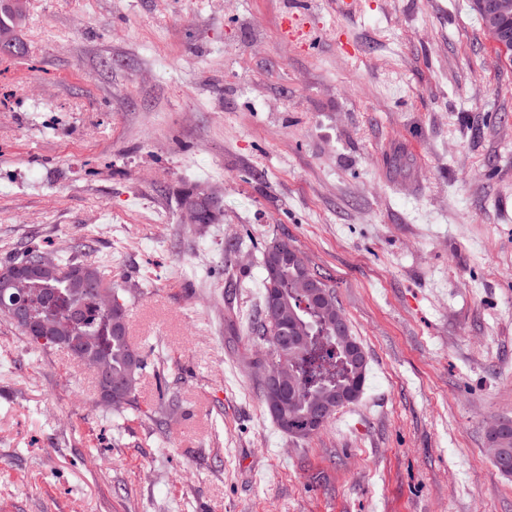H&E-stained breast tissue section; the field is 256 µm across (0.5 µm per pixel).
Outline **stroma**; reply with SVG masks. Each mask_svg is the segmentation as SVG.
I'll return each mask as SVG.
<instances>
[{
    "label": "stroma",
    "instance_id": "35a3bbf8",
    "mask_svg": "<svg viewBox=\"0 0 512 512\" xmlns=\"http://www.w3.org/2000/svg\"><path fill=\"white\" fill-rule=\"evenodd\" d=\"M290 2L29 0L0 58V264L98 267L160 368L116 412L0 318L7 512H512L488 451L512 420V64L470 0H300L297 40ZM275 238L368 360L305 440L255 366ZM192 200L197 201L196 204H197L198 208L194 204L185 203L187 201H192ZM182 202L185 203L184 207L190 216L191 223L201 224V222L199 220L198 209L200 211V219L202 221V224H211L212 221L214 220V212L212 210V205L209 202V200H207L206 198L200 197V196H194L193 194H188L183 198Z\"/></svg>",
    "mask_w": 512,
    "mask_h": 512
}]
</instances>
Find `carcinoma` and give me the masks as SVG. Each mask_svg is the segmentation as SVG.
Returning a JSON list of instances; mask_svg holds the SVG:
<instances>
[{"label":"carcinoma","mask_w":512,"mask_h":512,"mask_svg":"<svg viewBox=\"0 0 512 512\" xmlns=\"http://www.w3.org/2000/svg\"><path fill=\"white\" fill-rule=\"evenodd\" d=\"M24 15L15 14L8 0H0V44L7 43L8 53H24V45L17 37V29ZM197 201L200 219L204 224L214 220L212 205L204 197L188 194L183 201ZM45 256L38 249H30L11 261L0 265V281L19 270L22 263H30ZM316 277L322 274L310 267L297 249L293 258H286L271 279L264 277V296L261 313L253 332L267 345L272 355L274 336L283 329L290 347L279 358L281 371L295 382V394L288 406L272 419L278 427L296 439L315 435L309 419L318 405L336 401V393L355 387L363 391L368 365L358 366L346 354L342 339L336 334V320L344 318L343 310L329 285V300H311L302 288L304 271ZM112 290V311L100 304V289ZM28 311L34 321L51 320L56 323L48 336H31L18 330L33 343L44 348L58 347V342L90 337L94 344L87 352L107 363L112 378L124 381L120 391L112 393L110 407L120 411L135 398L141 374L149 366L147 358L129 342L126 323V304L119 289L104 281L98 269H88V263L72 255L64 262H55V270L29 282ZM489 446L495 458H512V423L502 427L498 436L488 435Z\"/></svg>","instance_id":"carcinoma-1"}]
</instances>
